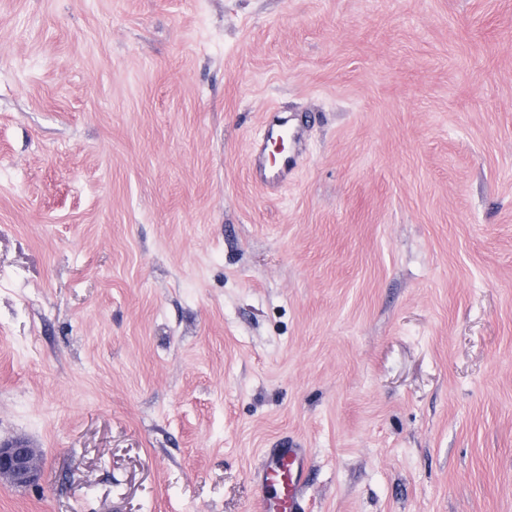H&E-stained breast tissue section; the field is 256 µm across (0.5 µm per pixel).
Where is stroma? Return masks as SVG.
<instances>
[{"mask_svg":"<svg viewBox=\"0 0 512 512\" xmlns=\"http://www.w3.org/2000/svg\"><path fill=\"white\" fill-rule=\"evenodd\" d=\"M301 128L255 183L270 110ZM0 512H512V0H0ZM281 128H288V119L280 117L276 112L272 113L271 118H268L263 125L262 135L256 137L251 144L252 173L263 188L271 194L276 193L288 182V176L295 168L296 159L301 149V136L298 131H294L293 150L285 154L276 167H274V161L272 166H269V143L274 142L273 135ZM40 473L35 449L24 441L0 443V480L15 487L36 483ZM304 448H272L257 473L258 482L273 494L262 499L261 512H300L301 493L307 481Z\"/></svg>","mask_w":512,"mask_h":512,"instance_id":"1","label":"stroma"}]
</instances>
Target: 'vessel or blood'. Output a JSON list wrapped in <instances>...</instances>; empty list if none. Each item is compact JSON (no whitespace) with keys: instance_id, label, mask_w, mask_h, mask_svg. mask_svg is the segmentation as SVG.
<instances>
[{"instance_id":"b4317fda","label":"vessel or blood","mask_w":512,"mask_h":512,"mask_svg":"<svg viewBox=\"0 0 512 512\" xmlns=\"http://www.w3.org/2000/svg\"><path fill=\"white\" fill-rule=\"evenodd\" d=\"M288 121L272 115L263 125V133L251 144L250 163L252 173L268 193H276L288 181L296 165L297 152L285 154L278 165L268 163V148L274 133L287 127ZM303 448H273L266 455L257 474L259 483L267 488L268 496L262 499L260 512H300L301 493L307 481Z\"/></svg>"}]
</instances>
